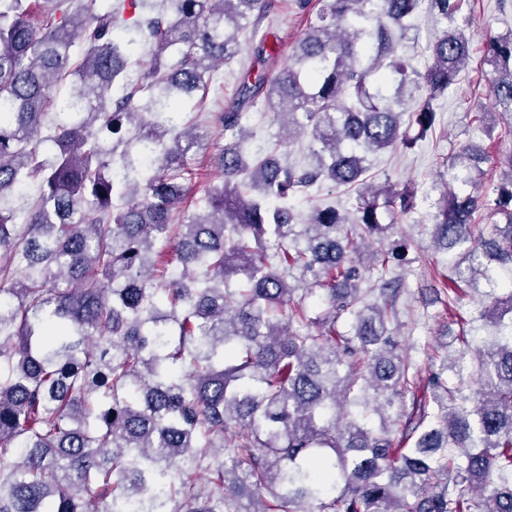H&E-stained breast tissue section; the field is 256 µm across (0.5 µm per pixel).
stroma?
I'll use <instances>...</instances> for the list:
<instances>
[{
  "label": "stroma",
  "instance_id": "stroma-1",
  "mask_svg": "<svg viewBox=\"0 0 512 512\" xmlns=\"http://www.w3.org/2000/svg\"><path fill=\"white\" fill-rule=\"evenodd\" d=\"M460 14L470 22L472 57L461 70L456 86L435 101V129L412 148L379 152L371 157L370 174L374 183L396 184L411 180L417 183L422 198L417 212L400 220L394 229L392 241L407 242L409 249L406 262L389 264L387 277L400 283L404 290L399 305L401 349L425 374L431 369L429 354L433 348L458 332L457 316L471 318L473 334L484 335L485 330L476 316L480 301L489 289L485 280H478L476 290L463 295L451 313L434 298L436 283L432 263L442 259L443 254L432 243L430 226L434 209L430 202L437 198L435 186L445 172L440 161L470 141L486 142L491 160L483 164V172L477 177L483 184L489 181L497 162L512 156V112L495 110L485 72L479 66L487 38L512 30V0H461ZM415 23V29L404 42V50L413 66L421 70L429 60V45L438 33V25L425 6L421 7ZM304 26L305 19L296 7V0H272L270 14L258 31L267 35V46L276 54L275 64H287ZM271 67L258 62L251 43L242 41L239 54L223 67L224 87L218 96L209 98L208 111L221 112L231 105L237 78L243 69L267 73ZM480 107L493 114L492 137H485L472 120L473 112Z\"/></svg>",
  "mask_w": 512,
  "mask_h": 512
}]
</instances>
